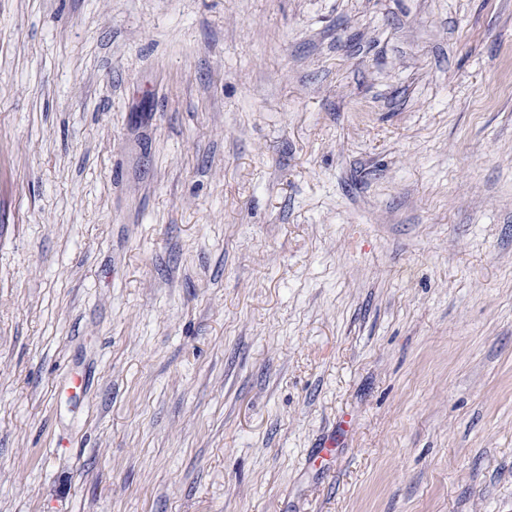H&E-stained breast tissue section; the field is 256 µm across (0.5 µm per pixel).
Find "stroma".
Here are the masks:
<instances>
[{"label": "stroma", "mask_w": 512, "mask_h": 512, "mask_svg": "<svg viewBox=\"0 0 512 512\" xmlns=\"http://www.w3.org/2000/svg\"><path fill=\"white\" fill-rule=\"evenodd\" d=\"M0 512H512V0H0Z\"/></svg>", "instance_id": "obj_1"}]
</instances>
